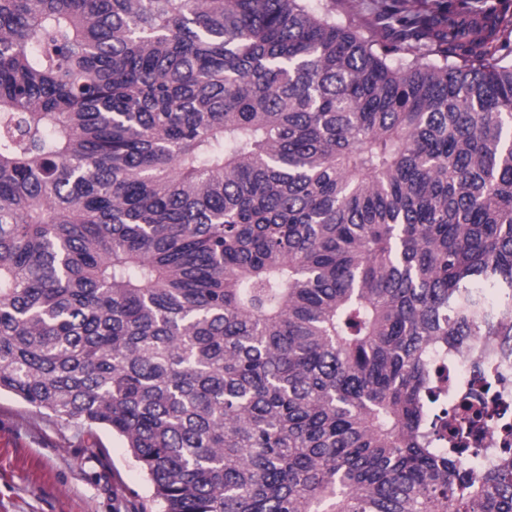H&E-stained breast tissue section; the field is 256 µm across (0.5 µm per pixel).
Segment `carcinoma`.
<instances>
[{
    "instance_id": "obj_1",
    "label": "carcinoma",
    "mask_w": 512,
    "mask_h": 512,
    "mask_svg": "<svg viewBox=\"0 0 512 512\" xmlns=\"http://www.w3.org/2000/svg\"><path fill=\"white\" fill-rule=\"evenodd\" d=\"M0 0V392L159 512H512V0ZM433 356L444 375V379L436 384L451 410L460 399L461 389L467 387L470 379L469 352L467 349L448 350L447 355V352L434 351ZM508 373L503 376L494 370L491 372V378L499 393V412H509L512 416V356L510 358ZM501 437L498 435L496 427L491 424L484 436L483 443L480 448H486V452L478 461L470 458L463 459L460 462L462 469L474 476L481 474L492 462L495 454V448H501Z\"/></svg>"
}]
</instances>
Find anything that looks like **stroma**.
<instances>
[{
	"label": "stroma",
	"instance_id": "35a3bbf8",
	"mask_svg": "<svg viewBox=\"0 0 512 512\" xmlns=\"http://www.w3.org/2000/svg\"><path fill=\"white\" fill-rule=\"evenodd\" d=\"M145 476L109 431L78 435L0 394V512H156Z\"/></svg>",
	"mask_w": 512,
	"mask_h": 512
}]
</instances>
